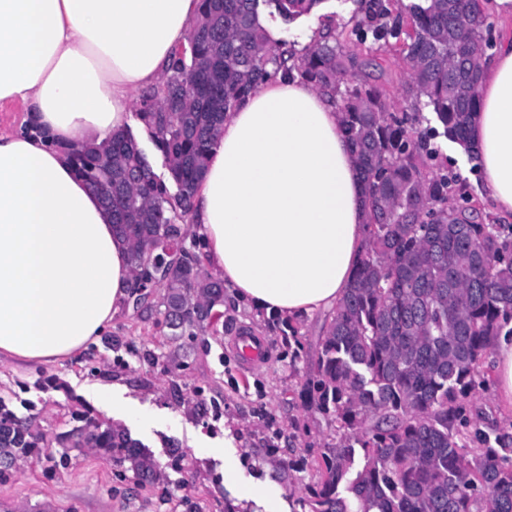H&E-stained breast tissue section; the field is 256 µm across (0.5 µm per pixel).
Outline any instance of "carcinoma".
<instances>
[{
	"label": "carcinoma",
	"mask_w": 512,
	"mask_h": 512,
	"mask_svg": "<svg viewBox=\"0 0 512 512\" xmlns=\"http://www.w3.org/2000/svg\"><path fill=\"white\" fill-rule=\"evenodd\" d=\"M322 0H200L193 52L176 55L160 89L141 97L140 118L178 188L169 191L135 150L131 132L99 146L74 145L68 160L84 182L112 184L105 210L131 246L133 291L160 285L159 322L176 340L204 331L224 305V284L202 272L184 245L191 200L224 113L279 72L300 78L336 103L341 129L359 166L368 207L367 242L354 277L327 322L306 378L310 406L336 442L320 457L288 463L314 472L305 484L307 512H512V434L495 442L469 432L466 404L485 383L486 356L502 333L512 336V227L478 221L476 202H450L457 174L433 169L431 139L442 136L478 159L471 126L481 106V74L469 52L491 27L488 0H413L409 18L384 0H365L351 35L370 51L392 41L408 65L404 93L431 109L394 115L383 90L353 77L376 66L327 34L297 51L274 42L262 23L272 8L290 22ZM182 259L159 276L150 259L164 242ZM300 360L298 324L268 318ZM55 436L54 455L29 420L0 397V484L17 461L45 456L55 477L69 451L89 448L122 468L137 492L154 485L156 464L128 430L90 411L71 414Z\"/></svg>",
	"instance_id": "carcinoma-1"
}]
</instances>
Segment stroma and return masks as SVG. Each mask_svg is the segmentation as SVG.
Wrapping results in <instances>:
<instances>
[{"label": "stroma", "mask_w": 512, "mask_h": 512, "mask_svg": "<svg viewBox=\"0 0 512 512\" xmlns=\"http://www.w3.org/2000/svg\"><path fill=\"white\" fill-rule=\"evenodd\" d=\"M360 0H321L307 16L287 23L265 17L273 39L303 48L311 32L328 27L347 32L360 13ZM381 71L370 80L387 91L389 112L414 111L413 99L402 84L407 64L392 45L380 47ZM439 159L464 179V191L478 199L484 217L497 214L478 170L452 142L438 139ZM224 316L216 332L197 333L170 340L154 318L129 309L116 316L110 334L121 340L118 348L95 342L89 354L64 364L38 367L16 374L0 361V397L31 400V424L53 439L70 429L77 403L91 407L98 420L126 425L157 463L160 472L152 489L134 492L118 477L116 466L91 450L70 454L60 476L45 474L47 461L19 462L11 480L0 485V512H305L302 485L310 473L290 481L283 476L288 461L314 459L334 437L327 419L307 406L304 389L320 349L326 315L301 320L302 358L297 369L288 366V348L270 332L264 316L225 296ZM265 336L269 354L264 364L243 368L233 337L242 328ZM159 360H148V352ZM110 380L121 384L126 398L149 414L145 423L125 422L115 409L96 404L92 387ZM206 409H198V398ZM476 427L489 434L512 424V411L497 401L493 386L477 390L467 404ZM188 455L184 470L170 466V448Z\"/></svg>", "instance_id": "35a3bbf8"}]
</instances>
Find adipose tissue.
Segmentation results:
<instances>
[{
  "label": "adipose tissue",
  "instance_id": "adipose-tissue-1",
  "mask_svg": "<svg viewBox=\"0 0 512 512\" xmlns=\"http://www.w3.org/2000/svg\"><path fill=\"white\" fill-rule=\"evenodd\" d=\"M199 0H0V359L73 358L127 305V241L65 150L128 125L187 46ZM483 182L512 218V31L483 66L473 123ZM360 171L339 115L313 85L275 78L225 113L196 186L189 231L207 274L249 308L288 318L332 309L366 244Z\"/></svg>",
  "mask_w": 512,
  "mask_h": 512
}]
</instances>
